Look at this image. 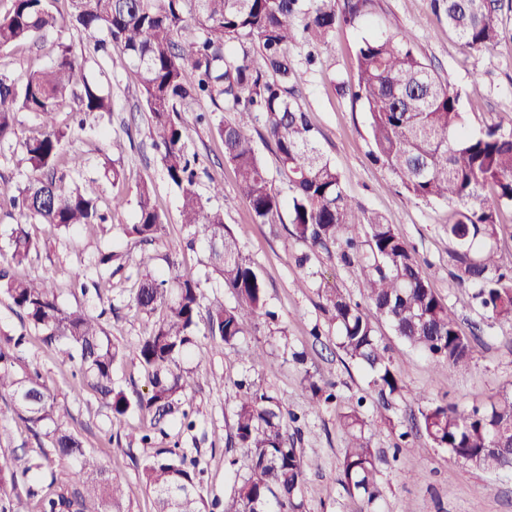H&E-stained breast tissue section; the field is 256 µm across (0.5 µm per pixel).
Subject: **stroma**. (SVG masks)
<instances>
[{
  "mask_svg": "<svg viewBox=\"0 0 512 512\" xmlns=\"http://www.w3.org/2000/svg\"><path fill=\"white\" fill-rule=\"evenodd\" d=\"M66 0H56L58 23L43 37L21 43L0 55V71L21 80L34 70L52 65L58 41L77 42L68 22ZM413 34L421 54L436 70L462 88L461 110L472 130L485 120H512V41L480 52L462 48L433 14L429 0H378L370 21L361 28H337L327 44L317 51L293 48L297 61L296 87L299 102L318 132L323 153L341 175L344 192L354 201V223L376 212L393 224L414 250L423 273L456 313L464 331L473 332V356L465 369L447 373L424 354L406 348L391 332L382 341L394 359L406 390L389 409L377 408L375 395L365 371L345 360L334 339L314 338L310 331L321 320L316 291L341 288L359 294L357 278L348 275L336 256L321 255L315 275L307 287H298L303 272L294 257L300 246L290 235L289 224L257 223L249 206L238 195L236 176L224 158V145L212 126L198 124L185 113L188 144L205 169L195 184L202 197L211 194L212 181L222 182L224 196L218 201L224 222L239 239L244 255L259 268L265 280L270 307L276 320H262L250 327L241 346L263 349L261 362L241 361L236 350L221 348L209 337H198L184 366L197 382L188 402L197 426L189 433L166 425L145 445L138 437L149 424L140 413L129 414L123 422L110 423L91 392L82 386L74 369L61 364L53 351L31 340L27 362L37 368L54 391L69 426L82 435L88 449L104 458L123 479L128 512H152L153 504L138 476L143 460L158 448L180 442L199 459L203 470L202 488L207 500L230 495L239 475L247 469L240 448L231 444L236 383L252 382L280 402L284 411L303 416L302 453L312 460L306 472L304 496L307 512H363L364 505L340 483L343 432L337 412L357 398H365L371 445L382 456L380 496L375 512H512V472L489 473L456 463L442 448L430 447L422 433L414 432L420 414L412 400L415 392L444 397L468 409L486 402L503 390L512 389V324L488 318L471 299L470 289L461 287L448 257L447 225L455 207L444 202L424 203L410 198L392 174L370 157L368 120L360 106L344 95L340 87L354 81L353 58L361 37L378 35L390 28ZM314 64H306L307 54ZM108 62L87 57L89 79L112 97V111L88 119L85 129L76 131L69 146L76 162L58 168L63 187L94 178L104 202L112 203V220L94 233L76 229L64 231L47 224H32L28 230L42 243V249L22 272L31 277H52L61 300L70 306L86 307L99 315L112 341L133 346L151 328L147 318L129 305L137 279L134 267L113 270L101 286L81 289L70 274L80 261L91 259L99 250L112 248L146 257L158 273L174 271L200 280L205 300L235 303L223 281L207 267V248L187 242L181 224L180 192L162 171L160 158L148 134V114L140 96L137 77L118 49L108 51ZM115 163L122 178L112 182L104 176L105 162ZM151 183L165 232L160 242L142 244L126 237L123 225L133 223L136 193L141 183ZM175 265H168V257ZM306 354L305 365L290 357L291 351ZM318 372L334 384L338 400L322 413L308 411V393L302 380L304 370ZM223 387H216V380Z\"/></svg>",
  "mask_w": 512,
  "mask_h": 512,
  "instance_id": "stroma-1",
  "label": "stroma"
}]
</instances>
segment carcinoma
<instances>
[{
    "label": "carcinoma",
    "instance_id": "1",
    "mask_svg": "<svg viewBox=\"0 0 512 512\" xmlns=\"http://www.w3.org/2000/svg\"><path fill=\"white\" fill-rule=\"evenodd\" d=\"M70 26L94 51L113 44L138 75L150 120V135L160 153L169 184L181 191V224L191 240L208 245V266L235 297V305L215 299L203 303L200 282L168 279L149 268L137 270L131 306L153 319L135 345V356L147 378V391L130 399L114 378L126 348L112 342L99 317L59 299L54 280L21 277L41 244L25 227L11 230L0 249V295L20 317L22 330L0 338V396L9 411L43 435L56 458L71 463L51 491L38 482L47 458L16 455L0 465V512H19L14 490L26 488L36 512H125L124 486L84 440L63 421L57 397L40 372L26 360L27 336L57 350L90 389L110 421L133 412L152 416V429L168 423L195 427L185 397L196 382L184 368L196 336L203 334L235 347L259 318L273 317L266 285L257 267L243 256L239 241L224 224V211L209 205L195 190L199 160L187 147L181 113L207 100L212 111L196 120L213 125L224 141V157L237 175L238 192L255 221L281 220L283 201L274 193L250 131L261 127L280 175L288 183L291 235L301 246L296 262L312 271L319 253H337L341 267L362 277L363 301L339 288H320L318 309L336 347L371 376L377 405L388 409L404 384L379 338L385 321L407 347L435 359L448 371L469 365L471 337L461 330L448 303L423 275L405 240L384 218L371 214L352 224L354 209L336 166L320 149L314 128L299 104L295 64L290 48L320 44L336 28L357 27L373 14L376 0H68ZM52 0H10L0 13V52L41 37L57 24ZM448 35L468 50L493 47L505 39L504 18L512 0H430ZM195 28L197 34L186 31ZM356 81L341 86L369 115L372 158L385 166L415 200L456 205L448 223L449 257L459 284L473 289L472 298L490 317L512 323V265L503 264L498 242L502 208L512 207V125L491 122L477 133L466 130L461 91L451 86L416 49L406 32L364 37L356 51ZM195 81L185 80V70ZM77 114L112 111V100L90 83L73 44L56 45L55 63L30 72L24 80L0 75V151L17 138V115L25 112L41 133L23 142L26 183L10 197L28 224H52L92 232L108 223L112 205L101 202L97 180L86 179L69 190L54 177L66 158L69 132L55 115L67 98ZM231 112L226 119L217 113ZM153 186L137 194L135 222L122 227L140 243H154L164 224ZM129 254L104 249L95 267L103 274L124 267ZM304 381L311 411L328 407L336 395L310 372ZM232 438L245 450L249 464L233 494L207 502L201 490L202 470L174 442L146 457L140 479L153 496L156 512H306L303 487L308 463L302 454L301 418L284 414L273 397L243 382L236 385ZM418 428L432 448H444L453 460L482 471L512 470V392L500 393L469 411L420 393ZM346 436L341 483L371 507L380 495L379 461L369 443V421L363 399L338 414Z\"/></svg>",
    "mask_w": 512,
    "mask_h": 512
}]
</instances>
